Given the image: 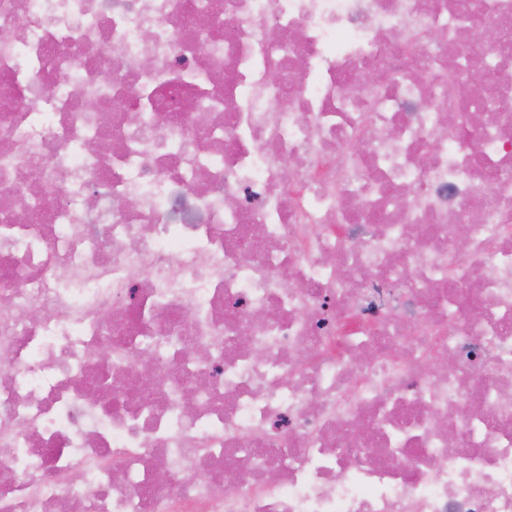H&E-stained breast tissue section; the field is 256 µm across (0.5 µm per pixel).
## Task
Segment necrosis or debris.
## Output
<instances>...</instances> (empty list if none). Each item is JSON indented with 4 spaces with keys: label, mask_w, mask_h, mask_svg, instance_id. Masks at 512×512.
Here are the masks:
<instances>
[{
    "label": "necrosis or debris",
    "mask_w": 512,
    "mask_h": 512,
    "mask_svg": "<svg viewBox=\"0 0 512 512\" xmlns=\"http://www.w3.org/2000/svg\"><path fill=\"white\" fill-rule=\"evenodd\" d=\"M196 2L0 0V512H512V0Z\"/></svg>",
    "instance_id": "obj_1"
}]
</instances>
